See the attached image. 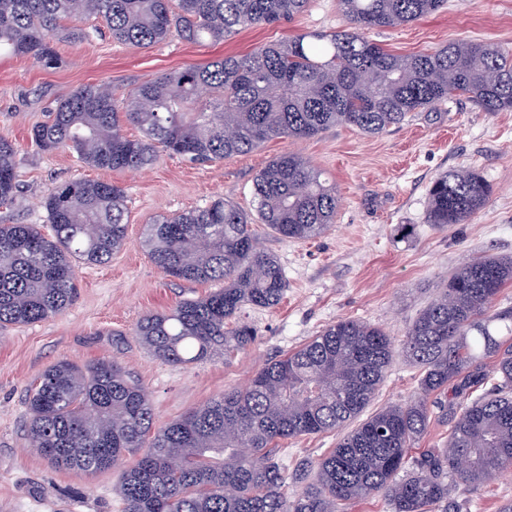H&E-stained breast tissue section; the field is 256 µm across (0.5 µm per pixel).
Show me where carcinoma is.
I'll list each match as a JSON object with an SVG mask.
<instances>
[{
  "mask_svg": "<svg viewBox=\"0 0 512 512\" xmlns=\"http://www.w3.org/2000/svg\"><path fill=\"white\" fill-rule=\"evenodd\" d=\"M309 0H0V54L58 60L55 44L82 42L85 16L112 40L149 48L171 37L220 43L243 29L277 26ZM349 27L271 41L245 55L160 74L120 92L85 84L30 130L43 153L60 150L95 169L139 171L164 152L190 162L249 153L280 138H313L337 125L375 135L407 115L468 99L484 112L512 109V50L457 42L396 55L364 37L434 14L445 0H338ZM141 136L130 138L124 124ZM18 149L0 135V207L22 192ZM255 214L218 198L202 209L147 225L144 245L164 274L224 287L149 314L136 336L158 359L193 364L243 350L257 339L241 318L269 309L287 281L252 231L264 224L284 239L324 234L338 208L335 188L302 157L284 152L254 177ZM492 187L476 170L436 177L427 223L466 224ZM48 230L0 224V331L64 312L77 293L76 266L101 265L126 240L127 195L114 183L84 179L44 197ZM512 257L477 258L450 274L417 317L402 353L421 370L417 396L388 406L344 433L293 497L275 450L280 441L344 428L372 401L394 349L382 328L341 320L270 362L240 391L155 426L149 392L118 363L62 359L40 372L27 394L29 447L65 470H121L123 512H347L381 494L394 512H458L457 495L512 467V336L491 323ZM450 421L442 448L412 443L431 417L428 398ZM149 443L135 464L126 455Z\"/></svg>",
  "mask_w": 512,
  "mask_h": 512,
  "instance_id": "cac0c4a2",
  "label": "carcinoma"
}]
</instances>
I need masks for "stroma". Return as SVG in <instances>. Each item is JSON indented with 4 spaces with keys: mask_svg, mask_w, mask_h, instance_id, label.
I'll return each mask as SVG.
<instances>
[{
    "mask_svg": "<svg viewBox=\"0 0 512 512\" xmlns=\"http://www.w3.org/2000/svg\"><path fill=\"white\" fill-rule=\"evenodd\" d=\"M83 25L93 37L57 43L56 66L0 57V134L18 145L23 184L16 205L0 208V224H45L41 200L50 189L65 181L98 179L127 191V240L107 264L77 267V296L62 314L0 334V512H122L114 492L117 471L60 470L28 446L25 395L49 365L62 359L118 361L131 380L150 391L156 422L163 425L224 392L244 388L266 364L338 320L380 326L401 343L456 267L479 257L512 256V111L484 112L462 97L410 113L380 135L336 126L310 139H273L221 161L191 163L164 155L135 172L87 168L72 153L38 154L30 145L31 127L81 85L124 90L270 41L329 34L348 25L337 0H309L306 11L291 22L245 30L218 44L174 37L135 49L113 42L98 19L87 18ZM367 36L402 55L461 40L512 48V0H447L427 18ZM284 151L302 156L335 187L339 206L332 228L313 240L290 241L254 225L260 248L277 257L288 284L275 308L243 311V319L258 331L256 342L246 351L195 364L160 361L136 336L137 322L206 296L217 285L191 286L162 273L142 246L145 225L205 207L218 197L253 211L254 176ZM459 168L483 175L493 189L489 203L466 224L441 229L427 223L431 182ZM419 375L418 367L395 355L373 409L409 402ZM339 438L332 431L281 442L276 456L285 469L288 494L308 482L303 465H316ZM459 501L461 512H499L501 504L512 501V469Z\"/></svg>",
    "mask_w": 512,
    "mask_h": 512,
    "instance_id": "1",
    "label": "stroma"
}]
</instances>
